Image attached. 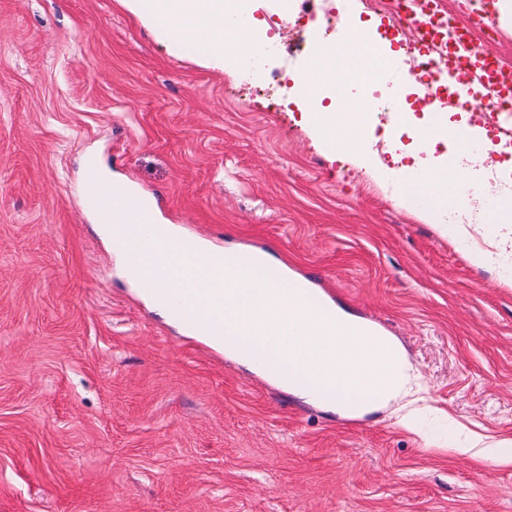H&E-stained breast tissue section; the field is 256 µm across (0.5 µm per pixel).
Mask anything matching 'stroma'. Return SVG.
Segmentation results:
<instances>
[{
	"label": "stroma",
	"mask_w": 512,
	"mask_h": 512,
	"mask_svg": "<svg viewBox=\"0 0 512 512\" xmlns=\"http://www.w3.org/2000/svg\"><path fill=\"white\" fill-rule=\"evenodd\" d=\"M279 14L264 90L172 54L121 0H0V512H512V287L325 154L294 85L317 42L393 20ZM362 130L381 164L396 123ZM218 248L270 252L316 295L393 336L417 384L360 417L308 404L159 315L96 230L83 161ZM471 433L463 453L407 425Z\"/></svg>",
	"instance_id": "stroma-1"
}]
</instances>
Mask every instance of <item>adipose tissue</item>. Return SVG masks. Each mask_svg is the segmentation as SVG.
<instances>
[{"instance_id":"adipose-tissue-1","label":"adipose tissue","mask_w":512,"mask_h":512,"mask_svg":"<svg viewBox=\"0 0 512 512\" xmlns=\"http://www.w3.org/2000/svg\"><path fill=\"white\" fill-rule=\"evenodd\" d=\"M124 7L148 25L172 53L188 45L202 46L204 66L225 69L236 51H260L244 33L224 17V0H122ZM364 113L357 105L344 112H313L309 125L317 143L329 153L342 152L367 164L361 131ZM397 204L413 213L456 246L464 247L472 264L494 267L502 283L512 286V194L492 188L488 182L469 180L468 187L482 206L471 210L459 199L458 188L448 185L444 166L406 167L401 171ZM493 234L495 251L471 243V229Z\"/></svg>"}]
</instances>
